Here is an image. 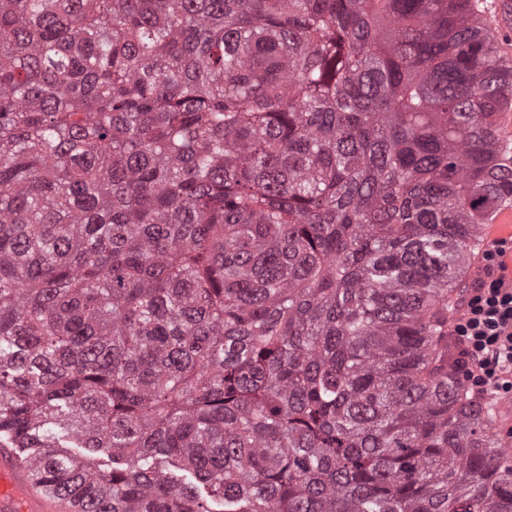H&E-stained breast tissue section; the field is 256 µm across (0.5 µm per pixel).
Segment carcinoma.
Listing matches in <instances>:
<instances>
[{"mask_svg":"<svg viewBox=\"0 0 512 512\" xmlns=\"http://www.w3.org/2000/svg\"><path fill=\"white\" fill-rule=\"evenodd\" d=\"M488 10L0 0V447L82 512H512L448 345Z\"/></svg>","mask_w":512,"mask_h":512,"instance_id":"1","label":"carcinoma"}]
</instances>
